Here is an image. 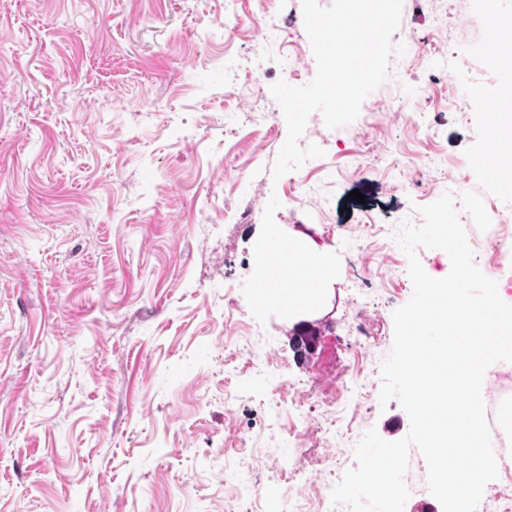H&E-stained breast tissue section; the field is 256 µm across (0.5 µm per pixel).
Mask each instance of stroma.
<instances>
[{
  "mask_svg": "<svg viewBox=\"0 0 512 512\" xmlns=\"http://www.w3.org/2000/svg\"><path fill=\"white\" fill-rule=\"evenodd\" d=\"M484 10L404 0L406 79L373 91L316 168L276 180L270 86L317 70L302 0H0V512H279L283 468L316 512L367 430L408 433L379 404L392 313L413 295L387 238L485 150L483 99L512 100L465 73L490 47L470 23ZM454 98L470 118H450ZM270 228L320 249L319 309L257 300ZM356 317L381 339L353 342ZM287 426L322 464L279 439Z\"/></svg>",
  "mask_w": 512,
  "mask_h": 512,
  "instance_id": "35a3bbf8",
  "label": "stroma"
}]
</instances>
